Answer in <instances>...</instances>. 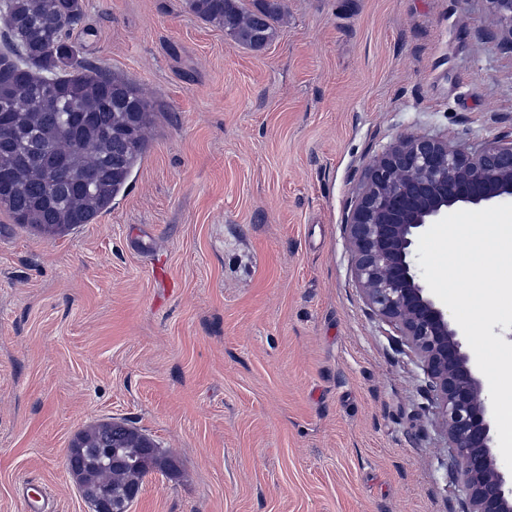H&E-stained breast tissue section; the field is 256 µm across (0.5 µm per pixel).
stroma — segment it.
Returning a JSON list of instances; mask_svg holds the SVG:
<instances>
[{"label": "stroma", "instance_id": "35a3bbf8", "mask_svg": "<svg viewBox=\"0 0 512 512\" xmlns=\"http://www.w3.org/2000/svg\"><path fill=\"white\" fill-rule=\"evenodd\" d=\"M263 50L186 0H85L70 40L165 113L124 195L48 239L0 212V512L125 420L176 460L130 512H461L427 376L344 224L401 135L512 138L489 0H279Z\"/></svg>", "mask_w": 512, "mask_h": 512}]
</instances>
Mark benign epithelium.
Segmentation results:
<instances>
[{"label":"benign epithelium","instance_id":"1","mask_svg":"<svg viewBox=\"0 0 512 512\" xmlns=\"http://www.w3.org/2000/svg\"><path fill=\"white\" fill-rule=\"evenodd\" d=\"M512 50V0H489ZM512 197V140L466 153L448 141L404 134L368 164L345 224L353 274L366 304L419 355L442 405L448 471L462 481L466 512H512L492 449L488 399L444 305L411 260L414 239L460 205Z\"/></svg>","mask_w":512,"mask_h":512}]
</instances>
